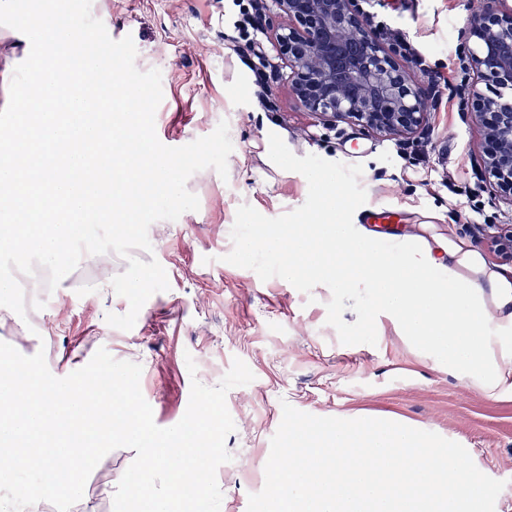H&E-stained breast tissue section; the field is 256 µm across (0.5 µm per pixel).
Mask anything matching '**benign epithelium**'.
Instances as JSON below:
<instances>
[{
	"label": "benign epithelium",
	"instance_id": "benign-epithelium-1",
	"mask_svg": "<svg viewBox=\"0 0 512 512\" xmlns=\"http://www.w3.org/2000/svg\"><path fill=\"white\" fill-rule=\"evenodd\" d=\"M484 0L465 29L462 59L470 117L481 132L486 179L512 205V7ZM286 19L268 24L300 106L325 121L405 140L426 128L431 91L404 65L401 41L373 26L360 0H272ZM487 243L512 260V225L488 226Z\"/></svg>",
	"mask_w": 512,
	"mask_h": 512
}]
</instances>
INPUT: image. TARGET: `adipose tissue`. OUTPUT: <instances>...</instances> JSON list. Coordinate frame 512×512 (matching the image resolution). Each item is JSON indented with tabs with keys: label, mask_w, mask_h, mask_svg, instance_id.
<instances>
[{
	"label": "adipose tissue",
	"mask_w": 512,
	"mask_h": 512,
	"mask_svg": "<svg viewBox=\"0 0 512 512\" xmlns=\"http://www.w3.org/2000/svg\"><path fill=\"white\" fill-rule=\"evenodd\" d=\"M267 249L287 251L279 275L302 274L332 288L371 289L380 307L411 341L430 350L487 394L512 389V276L498 272L460 241L438 248L403 242L404 256L379 257L348 224L328 223L321 235L265 238Z\"/></svg>",
	"instance_id": "obj_1"
}]
</instances>
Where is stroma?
<instances>
[{
    "label": "stroma",
    "mask_w": 512,
    "mask_h": 512,
    "mask_svg": "<svg viewBox=\"0 0 512 512\" xmlns=\"http://www.w3.org/2000/svg\"><path fill=\"white\" fill-rule=\"evenodd\" d=\"M362 6L374 26L409 44L415 74L434 81L422 138L385 137L305 112L267 33L268 83L255 86L224 38L232 0H92L93 16L113 39L132 36L137 68L161 73L160 142L183 146L228 122V175L196 172L187 188L198 210L149 227L151 251L134 255L157 259L169 288L146 301L131 330L106 321L129 309L107 286L127 262L86 254L26 317L0 322V342L26 356L44 352L52 371L75 357L90 360L101 348L139 364L141 392L163 428L184 416L192 380L216 386L233 359L243 360L254 379L226 397L235 430L226 439L232 459L217 470L220 512H246L249 495L262 490L286 403L320 417L387 419L458 442L481 472L505 481L495 512H512V393L487 395L454 369L434 365L381 313L369 290L325 288L308 275L288 283L262 246L251 264L236 257L244 237L317 223L333 189L342 201L332 220L366 224L390 260L399 259L401 239L421 237L435 246L452 238L491 267L512 272V262L473 234L512 225V206L494 197L481 173L480 136L458 93L464 29L482 0H363ZM329 171L336 175L331 189L318 178ZM135 455L115 449L93 470L85 489L97 512H113L101 489L119 483Z\"/></svg>",
    "instance_id": "35a3bbf8"
}]
</instances>
